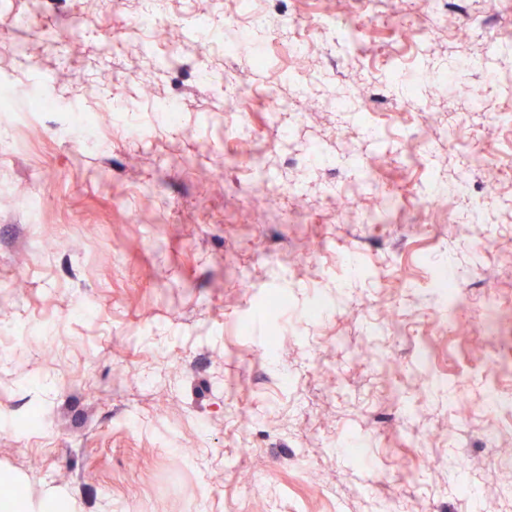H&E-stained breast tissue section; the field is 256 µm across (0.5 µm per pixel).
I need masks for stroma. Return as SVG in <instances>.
Here are the masks:
<instances>
[{
	"label": "stroma",
	"instance_id": "stroma-1",
	"mask_svg": "<svg viewBox=\"0 0 512 512\" xmlns=\"http://www.w3.org/2000/svg\"><path fill=\"white\" fill-rule=\"evenodd\" d=\"M250 7L310 30L303 65L264 28L237 56L203 47L197 16L222 24L236 0H167L184 34L176 45L138 29L141 0L0 9V126L13 146L0 158V345L11 355L0 368V512L48 499L57 512H512V471L483 479L512 448V420L486 416L481 400L489 385L512 391V377L486 369L512 357V337L481 327L484 298L512 307V275L496 268L512 252V92L499 78L512 45L494 41L512 12L441 0L438 32L421 46L397 29L428 25L422 0ZM336 10L346 27L326 25ZM205 69L218 84L198 82ZM440 70L483 100L429 130L412 167V114L444 99L419 76ZM241 71L257 92L300 83L312 100L336 90L345 107L260 105L239 133L221 84ZM38 98L49 108L33 110ZM116 99L131 110L112 113ZM314 147L325 166L305 164ZM477 155L499 176L485 208L484 172L464 168ZM463 177L455 220L442 222L424 205L428 184ZM258 179L281 198L251 193ZM334 185L355 186L348 208H336ZM383 194L396 205L372 220ZM322 240L316 272L293 266ZM442 271L466 296L448 319L430 301ZM317 299L326 310L307 320ZM456 321L477 329L458 334ZM370 342L378 360L360 356ZM422 350L447 385H418ZM460 401L474 415L452 436ZM33 416L49 437L26 427Z\"/></svg>",
	"mask_w": 512,
	"mask_h": 512
}]
</instances>
